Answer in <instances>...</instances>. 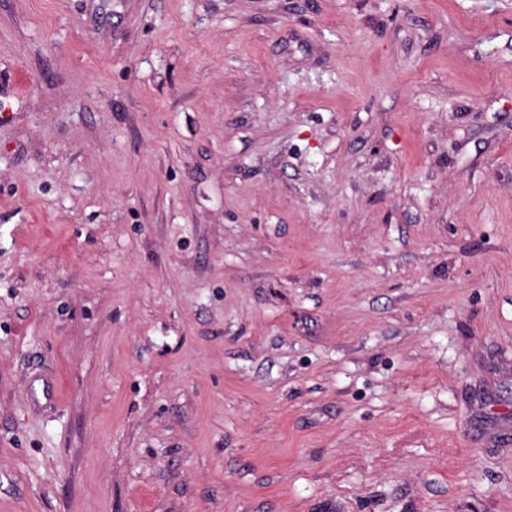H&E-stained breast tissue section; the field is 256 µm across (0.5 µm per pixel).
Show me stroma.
Returning a JSON list of instances; mask_svg holds the SVG:
<instances>
[{
    "instance_id": "stroma-1",
    "label": "stroma",
    "mask_w": 512,
    "mask_h": 512,
    "mask_svg": "<svg viewBox=\"0 0 512 512\" xmlns=\"http://www.w3.org/2000/svg\"><path fill=\"white\" fill-rule=\"evenodd\" d=\"M0 512H512V0H0Z\"/></svg>"
}]
</instances>
